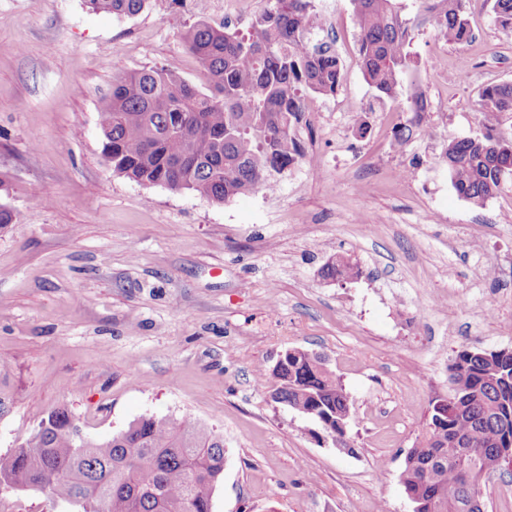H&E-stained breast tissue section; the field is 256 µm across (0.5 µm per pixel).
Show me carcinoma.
I'll list each match as a JSON object with an SVG mask.
<instances>
[{
    "mask_svg": "<svg viewBox=\"0 0 512 512\" xmlns=\"http://www.w3.org/2000/svg\"><path fill=\"white\" fill-rule=\"evenodd\" d=\"M94 11L134 16L148 0H86ZM315 0H268L243 35L196 21L184 34L205 72L208 92L152 67L119 75L100 113L103 153L113 170L147 185L188 190L216 203L275 185L301 156L293 127L303 112L302 93L334 95L343 74L339 56L312 44ZM360 27L358 53L367 82L384 101H395L416 70L412 31L435 24L442 38L462 45L472 38L466 0H418L412 18L400 0H351ZM498 23L512 30V0H493ZM411 117L395 127L408 142L425 118L423 95L408 99ZM486 133L478 140L451 139L445 148L448 176L458 195L482 206L512 177V137L496 130L512 112V82L480 94ZM346 256L321 268L326 279L358 277ZM459 386L448 397L451 416L429 410L425 428L405 456L401 482L415 494L434 493L429 512H474L466 483L450 459L459 448L481 449L475 468L511 470L512 454L498 445L512 439V356L461 350L450 378ZM274 390L296 411L336 425L350 403L335 375L317 356L288 354L273 376ZM224 473V437L191 417H143L112 438H86L65 407L50 410L13 452L0 455V484L42 491L78 504L83 512H212L214 490Z\"/></svg>",
    "mask_w": 512,
    "mask_h": 512,
    "instance_id": "cac0c4a2",
    "label": "carcinoma"
}]
</instances>
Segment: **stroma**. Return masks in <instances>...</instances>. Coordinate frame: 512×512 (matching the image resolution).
<instances>
[{"label": "stroma", "instance_id": "obj_1", "mask_svg": "<svg viewBox=\"0 0 512 512\" xmlns=\"http://www.w3.org/2000/svg\"><path fill=\"white\" fill-rule=\"evenodd\" d=\"M267 0H149L133 17L85 0H0V455L63 406L108 439L140 418L189 415L224 436L212 512H412L400 482L463 349L512 350V181L476 207L451 185L449 140L485 132L481 90L512 81V30L468 0L452 45L427 24L404 97L380 101L358 60L351 0H316L317 43L342 60L333 96L306 94L303 155L276 193L217 204L113 171L99 117L115 75L161 67L207 89L183 35L199 17L248 33ZM467 57L470 78L448 73ZM428 104L396 143L405 98ZM368 130L359 133L357 123ZM406 167L408 181L392 171ZM352 280H325L333 256ZM497 319L488 322L487 309ZM325 356L350 398L352 450L270 397L279 355ZM0 512H82L0 491ZM359 274L358 265L346 256L333 257L321 268V276L326 279L351 280L357 278Z\"/></svg>", "mask_w": 512, "mask_h": 512}]
</instances>
